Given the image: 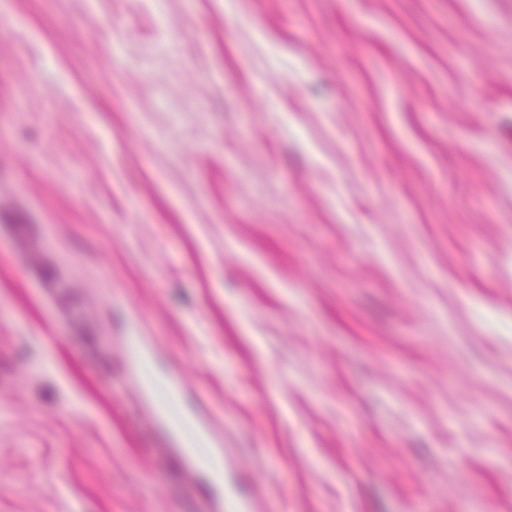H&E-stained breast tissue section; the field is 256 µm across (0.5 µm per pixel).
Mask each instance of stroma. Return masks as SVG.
Segmentation results:
<instances>
[{
    "label": "stroma",
    "instance_id": "stroma-1",
    "mask_svg": "<svg viewBox=\"0 0 512 512\" xmlns=\"http://www.w3.org/2000/svg\"><path fill=\"white\" fill-rule=\"evenodd\" d=\"M512 512V0H0V512ZM155 353L151 339L133 329L124 345L120 385H136L156 431L182 470L194 476L205 472L217 485H224V438L199 406H185L189 385L179 369L156 378Z\"/></svg>",
    "mask_w": 512,
    "mask_h": 512
}]
</instances>
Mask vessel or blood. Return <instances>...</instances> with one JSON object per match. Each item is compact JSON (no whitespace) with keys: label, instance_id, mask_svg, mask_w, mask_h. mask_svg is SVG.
I'll use <instances>...</instances> for the list:
<instances>
[{"label":"vessel or blood","instance_id":"1","mask_svg":"<svg viewBox=\"0 0 512 512\" xmlns=\"http://www.w3.org/2000/svg\"><path fill=\"white\" fill-rule=\"evenodd\" d=\"M155 349L151 339L132 331L124 345L121 383L135 384L153 417L155 429L182 469L207 473L216 483L224 481V439L199 407L186 404L188 382L180 370L164 376L154 371Z\"/></svg>","mask_w":512,"mask_h":512}]
</instances>
